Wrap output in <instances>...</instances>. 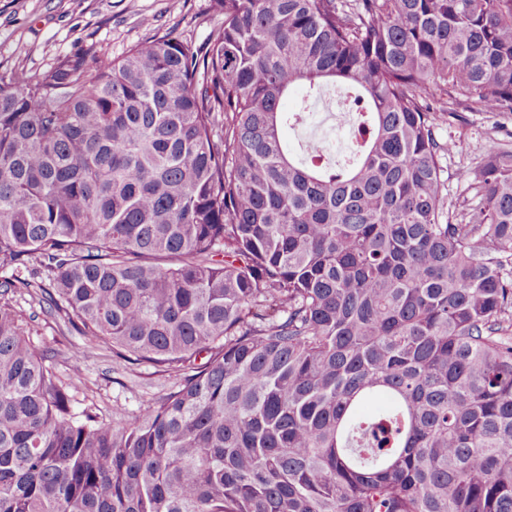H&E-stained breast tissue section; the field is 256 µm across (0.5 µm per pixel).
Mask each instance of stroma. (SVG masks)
<instances>
[{
  "instance_id": "1",
  "label": "stroma",
  "mask_w": 512,
  "mask_h": 512,
  "mask_svg": "<svg viewBox=\"0 0 512 512\" xmlns=\"http://www.w3.org/2000/svg\"><path fill=\"white\" fill-rule=\"evenodd\" d=\"M211 0H0V73L22 69L40 77L68 57H122L134 45L166 32L205 52L222 26ZM457 118L441 130L450 150L442 160L443 195L454 219L464 220L477 202L464 171L474 170L490 142L512 149V118L458 106ZM8 299L30 342L50 357L63 378L81 375L79 406L131 417L168 393L175 374L113 357L102 343L87 342L62 316L48 312L35 288H18ZM86 351L70 357L73 347Z\"/></svg>"
}]
</instances>
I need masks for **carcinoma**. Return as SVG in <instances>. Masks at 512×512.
<instances>
[{
    "instance_id": "cac0c4a2",
    "label": "carcinoma",
    "mask_w": 512,
    "mask_h": 512,
    "mask_svg": "<svg viewBox=\"0 0 512 512\" xmlns=\"http://www.w3.org/2000/svg\"><path fill=\"white\" fill-rule=\"evenodd\" d=\"M212 2L202 56L0 75V273L47 279L0 296L179 377L77 412L0 301V512H512V150L453 223L427 95L512 115V0ZM336 85L339 168L282 139Z\"/></svg>"
}]
</instances>
